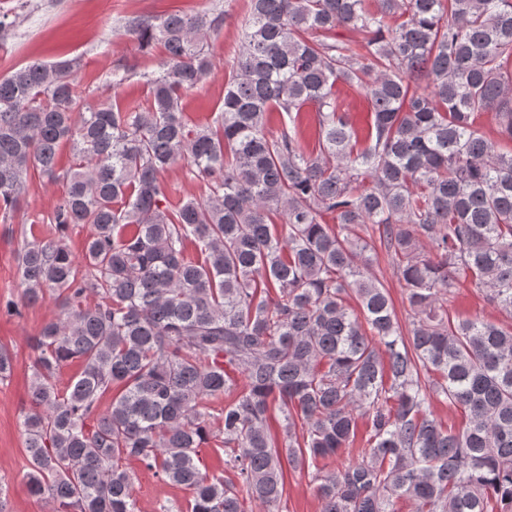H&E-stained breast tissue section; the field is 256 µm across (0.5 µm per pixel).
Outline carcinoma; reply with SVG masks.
<instances>
[{
  "label": "carcinoma",
  "mask_w": 512,
  "mask_h": 512,
  "mask_svg": "<svg viewBox=\"0 0 512 512\" xmlns=\"http://www.w3.org/2000/svg\"><path fill=\"white\" fill-rule=\"evenodd\" d=\"M223 22L127 20L160 47L134 108L81 96L73 60L0 77V210L32 170L64 186L57 236L19 254L23 302L60 307L33 344L31 492L52 512H140L135 460L187 490L190 512H280L288 469L307 471L321 512H512V328L448 317L464 283L512 313V149L479 124L493 113L512 143V0H250L220 113L192 125L183 96ZM340 85L364 90L367 131L339 110ZM180 161L208 194L172 207L162 174ZM75 224L92 227L81 263ZM370 224L407 330L372 273ZM230 393L217 442L231 478L198 458L203 408ZM435 400L461 410L459 430ZM360 423L365 446L343 460ZM373 244L375 249V251H373V255L376 260L373 263L372 269L379 280L388 289L396 315L401 322L403 329L407 330L410 328L412 318L405 290L402 288L399 281L395 265L387 255L384 246L381 245L377 233L374 234Z\"/></svg>",
  "instance_id": "obj_1"
}]
</instances>
